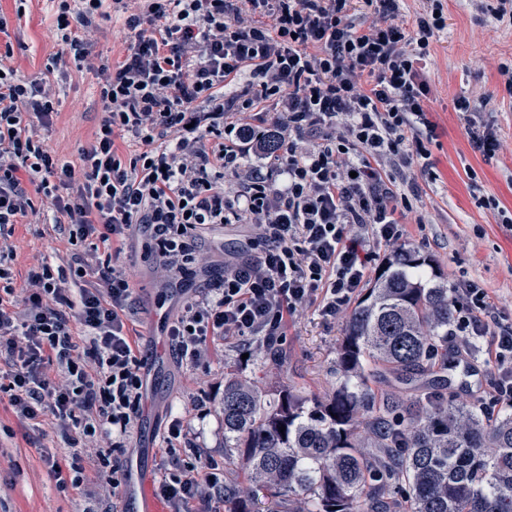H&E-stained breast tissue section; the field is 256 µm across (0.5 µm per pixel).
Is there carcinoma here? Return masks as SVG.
<instances>
[{
	"instance_id": "cac0c4a2",
	"label": "carcinoma",
	"mask_w": 512,
	"mask_h": 512,
	"mask_svg": "<svg viewBox=\"0 0 512 512\" xmlns=\"http://www.w3.org/2000/svg\"><path fill=\"white\" fill-rule=\"evenodd\" d=\"M352 311L338 351L342 381L312 405L289 389L270 402L253 382L224 379V444L255 487L298 497V512H512V413L497 416L422 393L404 412L371 378L405 384L448 366L455 308L448 286L427 288L430 260L405 251ZM285 427L279 432V427ZM225 512H250L224 494Z\"/></svg>"
}]
</instances>
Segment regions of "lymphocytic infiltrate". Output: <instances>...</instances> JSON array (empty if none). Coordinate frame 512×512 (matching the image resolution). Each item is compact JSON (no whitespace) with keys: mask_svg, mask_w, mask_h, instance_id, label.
<instances>
[{"mask_svg":"<svg viewBox=\"0 0 512 512\" xmlns=\"http://www.w3.org/2000/svg\"><path fill=\"white\" fill-rule=\"evenodd\" d=\"M60 50L46 79L17 78L12 43L0 47V393L17 417H54L84 463L44 461L59 487L91 505L116 498L118 456L140 416L146 380L132 336L136 300L101 247L141 231L169 286L190 289L167 326L178 364L207 366L213 338L279 350L287 316L317 304L345 310L369 275L368 244L398 241V210L416 192L381 160L432 169L421 67L447 27L443 0L405 21L402 0H51ZM373 7L354 23L357 5ZM125 30L119 59L95 68L104 116L79 160L62 161L40 133L56 113L51 73L88 63L103 20ZM492 98L455 99L472 147H501L477 120ZM261 112L257 123L245 112ZM126 137L128 151L115 144ZM67 237L66 262L41 256L15 299L16 225L32 216ZM216 224H247L245 255L203 288L198 241ZM360 231L346 235L347 227ZM453 335L491 337L499 372L491 400L512 404V324L486 288L454 286ZM56 364L65 382L51 384ZM198 434L174 417L153 491L169 512H194L224 494V467L197 453ZM194 450L193 462L174 448ZM97 470L85 482L84 466Z\"/></svg>","mask_w":512,"mask_h":512,"instance_id":"obj_1","label":"lymphocytic infiltrate"}]
</instances>
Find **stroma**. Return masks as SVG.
<instances>
[{"instance_id": "obj_1", "label": "stroma", "mask_w": 512, "mask_h": 512, "mask_svg": "<svg viewBox=\"0 0 512 512\" xmlns=\"http://www.w3.org/2000/svg\"><path fill=\"white\" fill-rule=\"evenodd\" d=\"M495 0H445L447 29L431 48V59L422 73L429 93L428 118L435 126L428 144L433 177L415 176L419 193L414 212L404 219V235L394 245L376 246L370 274L382 271L403 250L431 258L425 268L428 284L455 285L475 281L487 288L503 318L512 321V96L499 83L497 64L512 56V25L496 22L491 8ZM0 13L9 20L14 38L13 67L24 80L41 78L47 60L59 50L53 13L44 0H29L17 13L14 0H0ZM57 115L41 133L55 145L59 156L77 161L79 151L92 138L101 118L96 78L92 68H69L59 83ZM471 101L492 95L498 100L493 112L479 119L497 131L502 148L487 158L474 151L454 100ZM494 206H484V199ZM250 228L239 224L214 226L203 233L201 247L211 263L223 267L227 255L239 252ZM13 242V268L24 281L29 268L42 254L56 251L68 256L67 239L46 224H20ZM116 258L129 274L135 289L140 350L147 375L144 410L138 419L121 461L148 472L160 465L159 448L174 416L190 420L199 431V442L216 460L224 458V420L218 411L196 418L194 405L214 396L232 372L256 382L276 399L281 387L303 398H326L340 383L336 358L344 337L348 314L324 321L316 305L294 312L288 319L287 341L279 354L253 344H229L215 340L208 367L192 369L177 364L169 355L160 323L175 316L181 295L163 286L157 260L143 237L130 234L119 245ZM497 374L491 340L483 337L469 346L457 338L448 340V367L433 373L422 388L452 394L457 401L496 412L489 391ZM50 449L61 465H69L73 451L44 423L34 430L19 419L8 402H0V512H84L80 490L58 489L41 460Z\"/></svg>"}]
</instances>
